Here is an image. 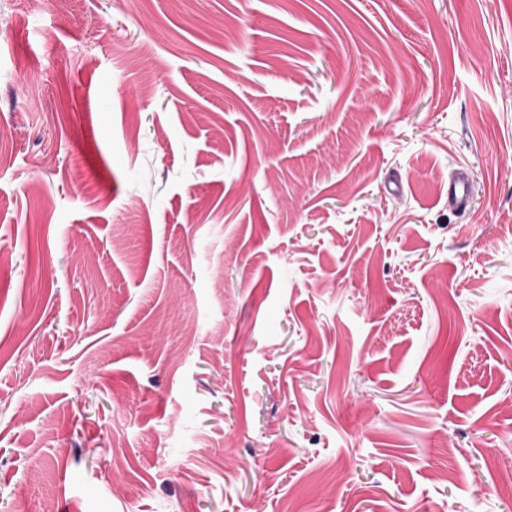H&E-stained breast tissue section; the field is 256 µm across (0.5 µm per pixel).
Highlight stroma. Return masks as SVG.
I'll list each match as a JSON object with an SVG mask.
<instances>
[{"mask_svg": "<svg viewBox=\"0 0 512 512\" xmlns=\"http://www.w3.org/2000/svg\"><path fill=\"white\" fill-rule=\"evenodd\" d=\"M47 501L512 512V0H0V512ZM469 178L466 173H459L448 183V207L464 212L470 207L471 195Z\"/></svg>", "mask_w": 512, "mask_h": 512, "instance_id": "obj_1", "label": "stroma"}]
</instances>
